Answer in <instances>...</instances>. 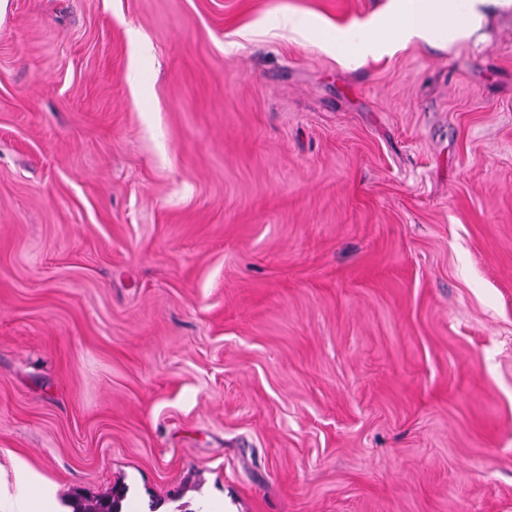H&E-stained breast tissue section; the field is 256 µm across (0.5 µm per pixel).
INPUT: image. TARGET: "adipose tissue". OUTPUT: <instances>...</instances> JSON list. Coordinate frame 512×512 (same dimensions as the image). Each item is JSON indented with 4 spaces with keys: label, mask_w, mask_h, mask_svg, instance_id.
<instances>
[{
    "label": "adipose tissue",
    "mask_w": 512,
    "mask_h": 512,
    "mask_svg": "<svg viewBox=\"0 0 512 512\" xmlns=\"http://www.w3.org/2000/svg\"><path fill=\"white\" fill-rule=\"evenodd\" d=\"M504 12H512V0H390L386 11L324 33L323 38L342 64L356 67L415 40L431 45L468 41L480 45L488 18ZM36 482L33 472L17 468L13 494L0 490V499L9 501L8 512H56L54 490L37 487Z\"/></svg>",
    "instance_id": "adipose-tissue-1"
}]
</instances>
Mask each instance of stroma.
<instances>
[{
  "label": "stroma",
  "instance_id": "1",
  "mask_svg": "<svg viewBox=\"0 0 512 512\" xmlns=\"http://www.w3.org/2000/svg\"><path fill=\"white\" fill-rule=\"evenodd\" d=\"M0 0V474L121 512H512V13ZM504 12H512L511 0H390L386 11L332 32L316 28L302 14H288L286 23L299 35L318 33L342 64L357 67L414 40L448 47L470 41L479 47L483 36L478 33L488 18ZM123 490L115 491L112 489V500L110 498L84 499L75 501L73 512H119L118 504L120 502Z\"/></svg>",
  "mask_w": 512,
  "mask_h": 512
}]
</instances>
